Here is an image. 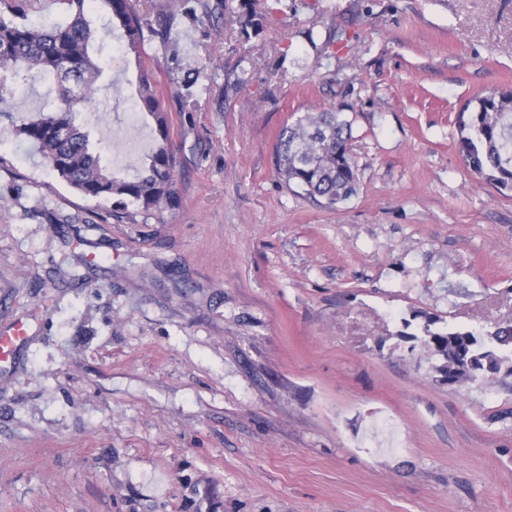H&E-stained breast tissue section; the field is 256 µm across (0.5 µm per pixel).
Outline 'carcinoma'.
I'll return each instance as SVG.
<instances>
[{"label":"carcinoma","mask_w":512,"mask_h":512,"mask_svg":"<svg viewBox=\"0 0 512 512\" xmlns=\"http://www.w3.org/2000/svg\"><path fill=\"white\" fill-rule=\"evenodd\" d=\"M66 18L51 27L26 21L18 16L16 0H0V68L11 70L14 78H50L56 89L47 93L41 115L16 126L18 137L38 146L50 168L70 187L86 198L112 202L113 209L142 212L179 203L175 173L177 159L170 144L171 122L154 80L145 72L138 81L137 102L155 126V142L146 161L135 175L118 179L104 163L103 148L95 147L90 133L77 120L89 111L97 82L105 66L92 44L103 41L114 30L124 36L125 54L142 59L145 37L158 40L176 51L170 41L168 14L142 12L135 0H98L108 18L103 31L93 27L90 11L93 0H59ZM255 0H239L241 36L248 40L259 32ZM179 12L202 28L216 9L232 10L229 0L216 6L203 0H180ZM468 113L459 114L458 149L467 166L498 191L512 192V91L490 93L474 99ZM352 122L342 112H320L300 116L280 131L277 145L278 168L285 184L305 194L320 197L333 207L348 200L358 182L352 162L350 141ZM428 320L424 346L441 356L437 371L457 372V382L474 381L466 358L448 343L450 336H466L470 331L448 326L433 331ZM482 357L498 366L512 364V323L497 324L484 332Z\"/></svg>","instance_id":"obj_1"}]
</instances>
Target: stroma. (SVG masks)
I'll return each instance as SVG.
<instances>
[{
	"mask_svg": "<svg viewBox=\"0 0 512 512\" xmlns=\"http://www.w3.org/2000/svg\"><path fill=\"white\" fill-rule=\"evenodd\" d=\"M181 24L177 55L103 49L84 119L119 177L171 113L178 207L112 214L0 114V512H512V375L448 387L428 318L512 321V194L467 167L458 116L512 90V0H257ZM196 103L182 110L177 95ZM352 122L358 189L287 186L281 129ZM390 429H382V422ZM255 0H239L238 3V16L239 24L241 26V36L247 41L251 38V31L257 35L260 30V22L256 19V12L254 9Z\"/></svg>",
	"mask_w": 512,
	"mask_h": 512,
	"instance_id": "1",
	"label": "stroma"
}]
</instances>
